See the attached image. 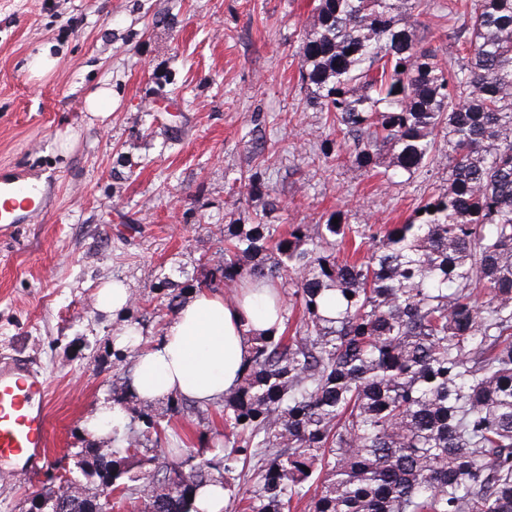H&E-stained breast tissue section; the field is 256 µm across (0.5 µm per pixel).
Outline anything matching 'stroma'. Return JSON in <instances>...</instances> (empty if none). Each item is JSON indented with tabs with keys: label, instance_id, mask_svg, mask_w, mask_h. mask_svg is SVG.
<instances>
[{
	"label": "stroma",
	"instance_id": "stroma-1",
	"mask_svg": "<svg viewBox=\"0 0 512 512\" xmlns=\"http://www.w3.org/2000/svg\"><path fill=\"white\" fill-rule=\"evenodd\" d=\"M317 0H0V176L55 177V206L0 237V356L27 359L50 381L47 473L0 467V512H30L48 474L74 469L91 444L86 418L101 399L136 413L167 412L159 448L221 461V405L134 399V358L116 361L111 315L96 307L112 280L132 292L127 319L146 344L175 317L219 260L224 226L261 210L266 196L227 194L224 182L258 164L254 140L273 143L266 180L283 207L273 224H400L445 185L434 167L389 185L324 156L327 113L306 106L302 34ZM448 0H428L424 43L457 68ZM50 50L49 73L31 71ZM112 89V112L85 99ZM69 137L68 151L58 141Z\"/></svg>",
	"mask_w": 512,
	"mask_h": 512
}]
</instances>
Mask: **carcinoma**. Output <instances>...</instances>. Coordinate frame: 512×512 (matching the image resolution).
I'll return each mask as SVG.
<instances>
[{
    "instance_id": "obj_1",
    "label": "carcinoma",
    "mask_w": 512,
    "mask_h": 512,
    "mask_svg": "<svg viewBox=\"0 0 512 512\" xmlns=\"http://www.w3.org/2000/svg\"><path fill=\"white\" fill-rule=\"evenodd\" d=\"M423 4L318 0L300 78L306 104L332 114L336 161L389 184L443 166L448 185L370 234L333 224L338 212L286 233L258 215L224 225L200 287L271 281L302 316L292 324L285 304L279 330L249 337L224 395L222 464L139 457L163 414L140 428L132 417L123 451L77 452L95 493L43 488L59 512H95L108 486L145 512H192L201 486L229 491L255 459L243 512H290L305 496L308 512H512V0L456 17L466 54L453 71L422 46ZM260 185L255 170L228 192Z\"/></svg>"
}]
</instances>
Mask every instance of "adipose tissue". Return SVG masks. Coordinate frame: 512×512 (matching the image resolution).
<instances>
[{
  "instance_id": "1",
  "label": "adipose tissue",
  "mask_w": 512,
  "mask_h": 512,
  "mask_svg": "<svg viewBox=\"0 0 512 512\" xmlns=\"http://www.w3.org/2000/svg\"><path fill=\"white\" fill-rule=\"evenodd\" d=\"M269 287L247 297L201 291L179 310L164 335L137 358L132 389L152 403L179 395L200 403L223 398L249 358V337L279 328Z\"/></svg>"
}]
</instances>
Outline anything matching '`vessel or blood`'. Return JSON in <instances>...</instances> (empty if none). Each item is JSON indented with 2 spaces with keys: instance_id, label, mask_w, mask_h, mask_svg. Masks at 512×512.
I'll return each instance as SVG.
<instances>
[{
  "instance_id": "vessel-or-blood-1",
  "label": "vessel or blood",
  "mask_w": 512,
  "mask_h": 512,
  "mask_svg": "<svg viewBox=\"0 0 512 512\" xmlns=\"http://www.w3.org/2000/svg\"><path fill=\"white\" fill-rule=\"evenodd\" d=\"M41 181L20 174L0 182V228L29 223L48 210ZM46 377L25 360L0 359V464L15 463L37 475L48 466Z\"/></svg>"
}]
</instances>
